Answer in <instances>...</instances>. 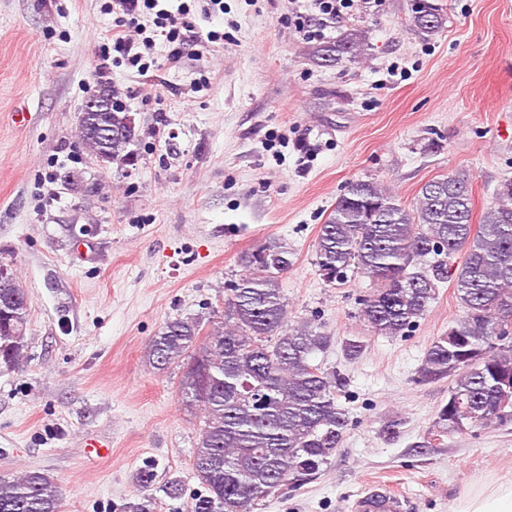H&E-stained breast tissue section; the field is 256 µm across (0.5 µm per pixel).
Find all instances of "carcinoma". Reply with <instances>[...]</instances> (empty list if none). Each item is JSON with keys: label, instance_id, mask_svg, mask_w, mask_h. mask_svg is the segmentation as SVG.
<instances>
[{"label": "carcinoma", "instance_id": "cac0c4a2", "mask_svg": "<svg viewBox=\"0 0 512 512\" xmlns=\"http://www.w3.org/2000/svg\"><path fill=\"white\" fill-rule=\"evenodd\" d=\"M410 23L432 35L445 23L438 0L410 6ZM366 32L350 29L314 50L317 63L342 66L367 55ZM80 137L96 160L119 167L138 160L133 113L118 101L80 122ZM464 173L423 184L409 210L374 181L346 186L315 241L316 266L333 285L347 271L371 278L362 318L379 336H404L452 279L463 315L433 339L418 379L450 381L448 402L431 435L461 433L505 420L503 381L512 382V180L501 182L479 224ZM460 263L448 268V258ZM248 274L224 289L220 320L206 329L193 319L167 321L144 353L158 371L186 363L179 393L186 411L202 414L193 471L202 493L188 512H251L284 486L318 475L339 448L348 427L338 403L341 374L312 363L330 343L311 322L284 327L287 304L281 275L290 252L270 240L240 256ZM29 311L13 274L0 277V366L14 370L23 359ZM346 358L360 357V336L342 343ZM138 492L126 512H157L151 468L136 477ZM54 479L39 470L0 478V512H61Z\"/></svg>", "mask_w": 512, "mask_h": 512}]
</instances>
